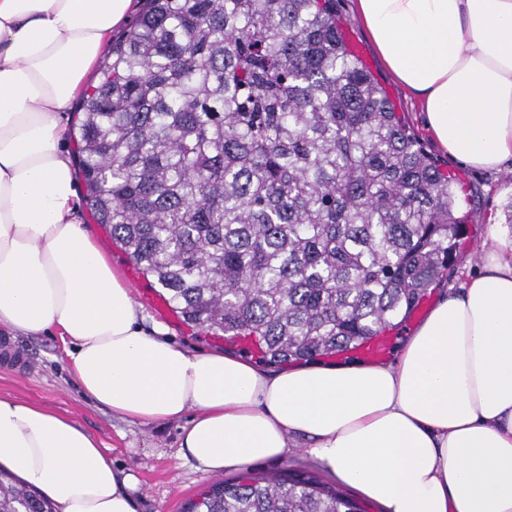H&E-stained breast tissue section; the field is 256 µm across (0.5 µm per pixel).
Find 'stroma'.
<instances>
[{"label": "stroma", "mask_w": 512, "mask_h": 512, "mask_svg": "<svg viewBox=\"0 0 512 512\" xmlns=\"http://www.w3.org/2000/svg\"><path fill=\"white\" fill-rule=\"evenodd\" d=\"M345 24L348 41L359 57L385 87L398 111L405 115L411 130L440 165L464 181L459 195L468 222L462 227L463 252L440 286L429 289L420 308L409 322L396 331L405 340L428 313L460 281L481 263L482 242L491 224L507 220L512 202V182L506 172L490 173L462 165L433 140L425 127L424 114L405 90L390 76L377 55L369 35L354 12V0H336ZM82 223L103 244L130 285L133 296L148 319L164 324L168 337L193 351L224 348L217 338L187 327L166 303L158 286L139 273L127 255L116 246L108 230L94 222L88 202L80 204ZM0 396H11L26 403L49 408L75 421L95 437L113 464L134 474L138 480L135 498L138 512H186L190 502L219 480L237 479L231 471L219 476L196 469L176 456L183 424L132 425L83 395L71 371L65 346L58 336H11L0 329Z\"/></svg>", "instance_id": "obj_1"}]
</instances>
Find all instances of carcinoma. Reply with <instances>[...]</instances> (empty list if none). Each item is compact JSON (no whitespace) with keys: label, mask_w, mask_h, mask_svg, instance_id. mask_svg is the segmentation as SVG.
Instances as JSON below:
<instances>
[{"label":"carcinoma","mask_w":512,"mask_h":512,"mask_svg":"<svg viewBox=\"0 0 512 512\" xmlns=\"http://www.w3.org/2000/svg\"><path fill=\"white\" fill-rule=\"evenodd\" d=\"M93 217L185 324L259 363L407 318L457 257V189L345 45L336 0H146L80 102ZM0 512H53L0 469ZM191 512H361L311 475L222 481Z\"/></svg>","instance_id":"1"}]
</instances>
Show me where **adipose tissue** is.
Wrapping results in <instances>:
<instances>
[{"instance_id": "adipose-tissue-1", "label": "adipose tissue", "mask_w": 512, "mask_h": 512, "mask_svg": "<svg viewBox=\"0 0 512 512\" xmlns=\"http://www.w3.org/2000/svg\"><path fill=\"white\" fill-rule=\"evenodd\" d=\"M131 0H0V329L58 334L84 395L131 424L186 419L177 456L213 474L297 450L382 512H512V237L443 296L391 363L276 372L145 330L78 220L71 104ZM440 146L512 165V0H355ZM0 467L56 512H137L135 476L76 422L0 397Z\"/></svg>"}]
</instances>
